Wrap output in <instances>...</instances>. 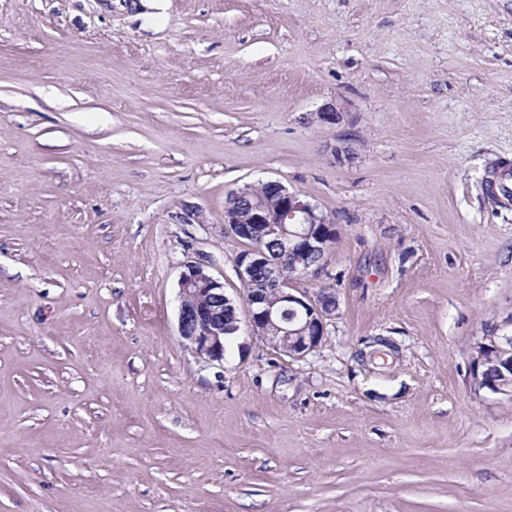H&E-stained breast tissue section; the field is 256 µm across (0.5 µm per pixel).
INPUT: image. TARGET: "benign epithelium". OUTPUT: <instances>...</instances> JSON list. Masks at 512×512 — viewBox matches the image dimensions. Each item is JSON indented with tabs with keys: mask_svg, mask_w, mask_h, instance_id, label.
<instances>
[{
	"mask_svg": "<svg viewBox=\"0 0 512 512\" xmlns=\"http://www.w3.org/2000/svg\"><path fill=\"white\" fill-rule=\"evenodd\" d=\"M343 120L338 103L323 106L315 121L335 125ZM275 203L253 205L250 218L239 210L246 186L231 192L224 203L223 233L251 242L235 257L238 279L252 280L262 274L261 287L238 303L224 294V284L215 279L203 263L183 264L178 281V332L197 356L207 362L224 364L227 338L244 332L274 351L302 358L322 343L326 320L336 311V294L326 289L313 299L298 288L297 280L325 271L332 236L310 226L327 225L330 219L319 208L288 190L278 180L264 182ZM270 327L276 328L268 333ZM497 336L496 360L484 368L485 360L471 359L470 378L474 389L500 400L512 401V315L491 325Z\"/></svg>",
	"mask_w": 512,
	"mask_h": 512,
	"instance_id": "7a95c632",
	"label": "benign epithelium"
}]
</instances>
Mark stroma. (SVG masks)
I'll return each instance as SVG.
<instances>
[{
    "label": "stroma",
    "mask_w": 512,
    "mask_h": 512,
    "mask_svg": "<svg viewBox=\"0 0 512 512\" xmlns=\"http://www.w3.org/2000/svg\"><path fill=\"white\" fill-rule=\"evenodd\" d=\"M498 159L512 0H0V512H512V402L469 381ZM267 179L334 222L297 286L336 313L208 364L179 274L240 296L224 202Z\"/></svg>",
    "instance_id": "1"
}]
</instances>
